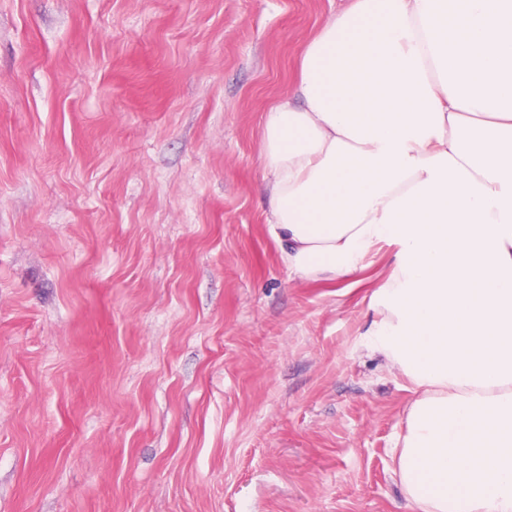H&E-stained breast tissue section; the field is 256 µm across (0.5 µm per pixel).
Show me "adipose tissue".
Instances as JSON below:
<instances>
[{
    "label": "adipose tissue",
    "mask_w": 512,
    "mask_h": 512,
    "mask_svg": "<svg viewBox=\"0 0 512 512\" xmlns=\"http://www.w3.org/2000/svg\"><path fill=\"white\" fill-rule=\"evenodd\" d=\"M267 112V229L291 275L395 247L367 345L410 384L419 512H512V0H350Z\"/></svg>",
    "instance_id": "adipose-tissue-1"
}]
</instances>
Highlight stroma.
Returning a JSON list of instances; mask_svg holds the SVG:
<instances>
[{
  "label": "stroma",
  "mask_w": 512,
  "mask_h": 512,
  "mask_svg": "<svg viewBox=\"0 0 512 512\" xmlns=\"http://www.w3.org/2000/svg\"><path fill=\"white\" fill-rule=\"evenodd\" d=\"M347 0H0V512H415L408 382L267 231L265 112Z\"/></svg>",
  "instance_id": "35a3bbf8"
}]
</instances>
